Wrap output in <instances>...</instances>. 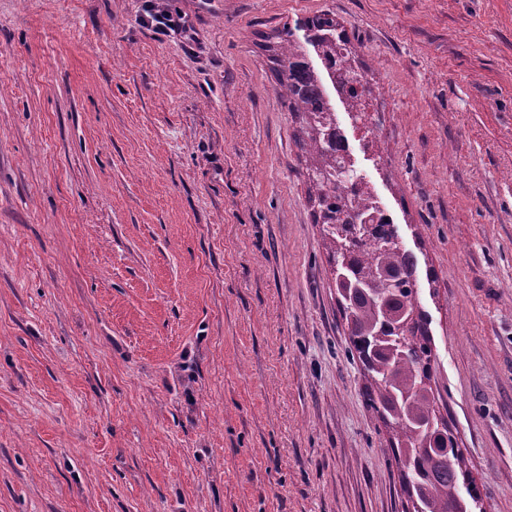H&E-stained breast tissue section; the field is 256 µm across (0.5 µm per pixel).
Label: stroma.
<instances>
[{
  "label": "stroma",
  "mask_w": 512,
  "mask_h": 512,
  "mask_svg": "<svg viewBox=\"0 0 512 512\" xmlns=\"http://www.w3.org/2000/svg\"><path fill=\"white\" fill-rule=\"evenodd\" d=\"M0 0V512H405L264 49L327 12L435 391L512 512V0ZM165 2L169 1H145L141 23L158 35L166 37L177 35L188 44L194 43L195 34L188 16L180 10L171 9Z\"/></svg>",
  "instance_id": "1"
}]
</instances>
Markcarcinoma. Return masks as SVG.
I'll use <instances>...</instances> for the list:
<instances>
[{"instance_id": "carcinoma-1", "label": "carcinoma", "mask_w": 512, "mask_h": 512, "mask_svg": "<svg viewBox=\"0 0 512 512\" xmlns=\"http://www.w3.org/2000/svg\"><path fill=\"white\" fill-rule=\"evenodd\" d=\"M297 29L306 32L304 39ZM309 47L345 91L349 115L368 114L373 88L354 66L349 40L329 13L308 17L294 30L285 27L277 41L266 44L277 94L288 100L289 111L305 116L306 138L299 146L317 189L315 221L325 225L350 343L376 387L366 393L367 404L392 432L389 449L411 512H472L480 490L454 434L439 426L443 417L432 388L435 355L420 305L417 256L389 224L377 225L369 238L361 232L372 201L348 196L336 176V113L323 111L325 87L312 68ZM384 272L398 274V282L370 295Z\"/></svg>"}]
</instances>
